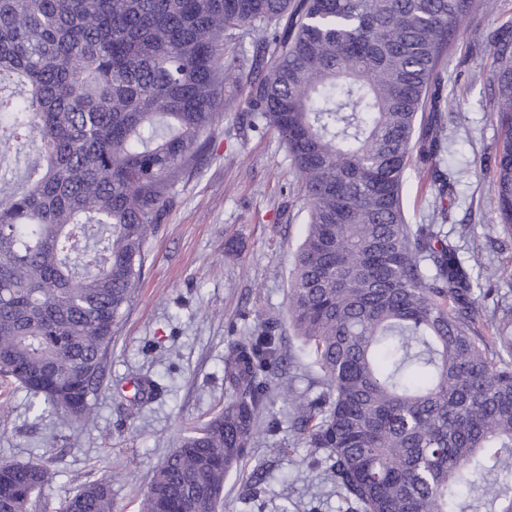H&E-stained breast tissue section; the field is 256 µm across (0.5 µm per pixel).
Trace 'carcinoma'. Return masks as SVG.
Segmentation results:
<instances>
[{
    "instance_id": "cac0c4a2",
    "label": "carcinoma",
    "mask_w": 512,
    "mask_h": 512,
    "mask_svg": "<svg viewBox=\"0 0 512 512\" xmlns=\"http://www.w3.org/2000/svg\"><path fill=\"white\" fill-rule=\"evenodd\" d=\"M478 0H0V145L34 143L22 187L0 171V374L30 407L90 417L115 328L180 168L210 148L224 97L275 130L302 182L307 231L288 316L320 371L290 403L348 512H512V299L444 231L453 184L441 61ZM256 46L244 49L246 40ZM500 138L494 211L512 231V20L486 35ZM435 221L407 222L409 166ZM270 334L233 342L224 409L180 440L141 512H218L256 423L281 420ZM51 480L0 462V512ZM477 491L467 500L464 490ZM62 512H113L107 482Z\"/></svg>"
}]
</instances>
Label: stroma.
<instances>
[{"label":"stroma","instance_id":"stroma-1","mask_svg":"<svg viewBox=\"0 0 512 512\" xmlns=\"http://www.w3.org/2000/svg\"><path fill=\"white\" fill-rule=\"evenodd\" d=\"M512 20V0H481L457 31L446 58L444 94L456 117L448 124L444 166L456 183L445 229L465 260L496 288H512V237L487 240L497 217L489 166L499 128L492 116L495 70L477 48ZM201 163L183 170L146 244L143 275L112 338L93 414L79 424L30 409V395L0 382V461H36L53 472L35 512H59L82 485L112 484L114 512H139L153 476L180 438L224 406L229 344L269 328L292 362L274 391L312 395L318 374L288 321L293 254L306 229V201L285 147L271 131L252 130L239 101L224 104ZM160 390L135 400L134 385ZM290 423L260 431L248 457L224 482L222 512H344L321 470L305 467ZM266 480L248 486L256 466Z\"/></svg>","mask_w":512,"mask_h":512}]
</instances>
